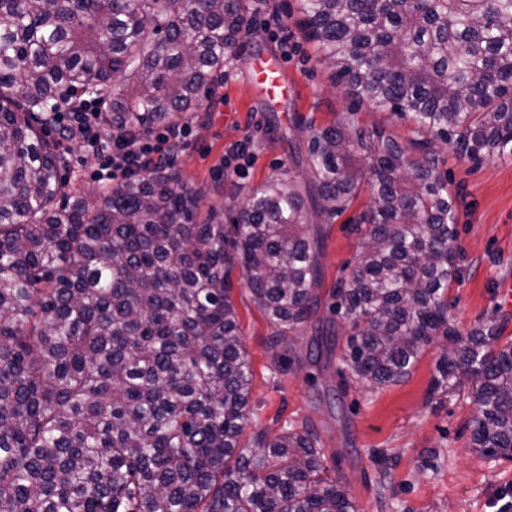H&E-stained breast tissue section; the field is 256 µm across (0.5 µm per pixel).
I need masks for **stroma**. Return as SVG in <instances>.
I'll use <instances>...</instances> for the list:
<instances>
[{"label": "stroma", "instance_id": "1", "mask_svg": "<svg viewBox=\"0 0 512 512\" xmlns=\"http://www.w3.org/2000/svg\"><path fill=\"white\" fill-rule=\"evenodd\" d=\"M299 0H260L253 14L248 54L231 62L210 100L188 114L189 136L171 155L184 180L203 194V206L231 205L235 187L257 183L288 165L306 148V126L322 127L353 114L361 125H379L408 144L412 123L382 112L349 93L328 62L299 29ZM281 20L280 35L270 21ZM297 51L284 58V44ZM284 59L285 94L270 97L249 79L259 59ZM71 188L94 197L103 182L97 161L77 141L56 138ZM243 158H236L238 146ZM439 171L457 201L460 281L448 292V313L461 332L495 316L503 338H512V304L502 287L512 285V160L475 162L438 144ZM239 159L238 170L227 169ZM360 198L324 225L318 316L331 317L332 289L361 252L352 226L366 209ZM232 299L251 365L250 430L280 433L284 425L308 428L320 439L330 479L340 480L359 512H512V461H492L471 446L468 422L476 407L466 392L430 397L442 340L426 346L404 381L375 389L340 379L338 359L313 362L312 327L289 341H273L274 328L234 284Z\"/></svg>", "mask_w": 512, "mask_h": 512}]
</instances>
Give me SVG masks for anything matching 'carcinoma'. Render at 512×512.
I'll return each mask as SVG.
<instances>
[{"label": "carcinoma", "instance_id": "1", "mask_svg": "<svg viewBox=\"0 0 512 512\" xmlns=\"http://www.w3.org/2000/svg\"><path fill=\"white\" fill-rule=\"evenodd\" d=\"M254 2L0 0V512H358L309 430L242 442L232 273L283 342L320 309L322 224L365 192L361 254L335 288L352 330L338 373L396 384L453 338L432 390L467 387L473 447L512 460V341L493 320L462 338L448 317L456 202L433 142L512 157V0H302L303 37L416 137L310 126L307 154L249 187L229 225L172 162L93 201L69 189L56 113L87 97L130 135L176 126L246 51ZM315 332L333 353L334 324Z\"/></svg>", "mask_w": 512, "mask_h": 512}]
</instances>
